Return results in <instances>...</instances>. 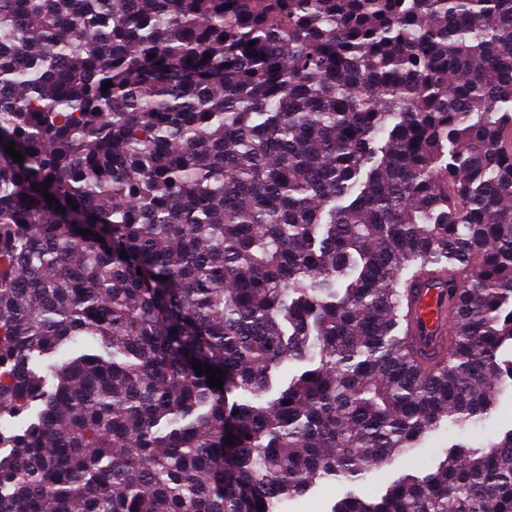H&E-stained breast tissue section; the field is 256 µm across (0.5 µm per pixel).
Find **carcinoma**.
<instances>
[{
	"mask_svg": "<svg viewBox=\"0 0 512 512\" xmlns=\"http://www.w3.org/2000/svg\"><path fill=\"white\" fill-rule=\"evenodd\" d=\"M0 135V512H512L362 490L512 389V0H0ZM415 316L418 319L415 334L438 336L427 342L430 353L440 352L445 344V336L451 329L452 311L448 302L441 298L437 288L423 287L415 293ZM441 336V337H439ZM346 489L343 481L322 482L306 495L288 502L285 510L287 512H326Z\"/></svg>",
	"mask_w": 512,
	"mask_h": 512,
	"instance_id": "cac0c4a2",
	"label": "carcinoma"
}]
</instances>
